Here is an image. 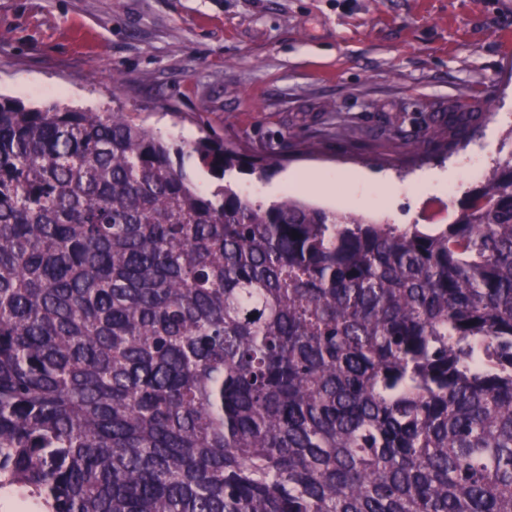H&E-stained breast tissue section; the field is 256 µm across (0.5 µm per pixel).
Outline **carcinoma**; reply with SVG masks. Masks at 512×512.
Wrapping results in <instances>:
<instances>
[{"label": "carcinoma", "mask_w": 512, "mask_h": 512, "mask_svg": "<svg viewBox=\"0 0 512 512\" xmlns=\"http://www.w3.org/2000/svg\"><path fill=\"white\" fill-rule=\"evenodd\" d=\"M0 96V490L36 512H512V153L433 231Z\"/></svg>", "instance_id": "cac0c4a2"}]
</instances>
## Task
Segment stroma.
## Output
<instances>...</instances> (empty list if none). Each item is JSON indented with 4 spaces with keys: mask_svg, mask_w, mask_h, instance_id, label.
Masks as SVG:
<instances>
[{
    "mask_svg": "<svg viewBox=\"0 0 512 512\" xmlns=\"http://www.w3.org/2000/svg\"><path fill=\"white\" fill-rule=\"evenodd\" d=\"M0 95L119 111L172 141L276 160L258 178L179 163L198 186L287 191L377 223L429 226L512 154V0H0ZM474 113L448 123L459 105ZM492 112H485V105ZM459 167L419 193L418 171ZM316 171L311 189L286 176ZM387 173L385 199L337 173Z\"/></svg>",
    "mask_w": 512,
    "mask_h": 512,
    "instance_id": "obj_1",
    "label": "stroma"
}]
</instances>
